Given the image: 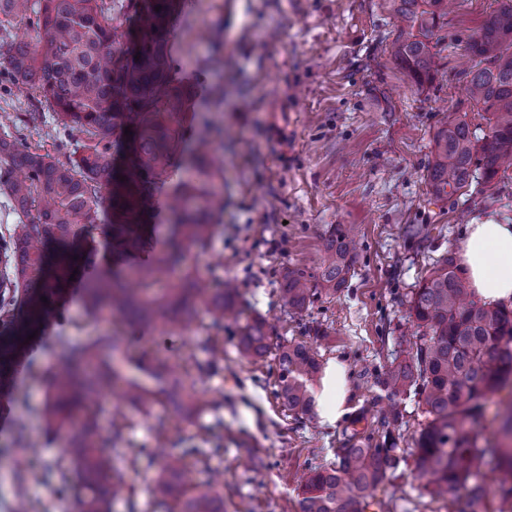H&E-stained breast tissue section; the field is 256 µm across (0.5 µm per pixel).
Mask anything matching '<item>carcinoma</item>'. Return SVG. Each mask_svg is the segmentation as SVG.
I'll return each mask as SVG.
<instances>
[{"mask_svg": "<svg viewBox=\"0 0 512 512\" xmlns=\"http://www.w3.org/2000/svg\"><path fill=\"white\" fill-rule=\"evenodd\" d=\"M484 23L465 41L470 65L461 71L468 101L486 112L488 132L476 137L462 118L435 134L427 180L437 197L462 196L475 172L491 183L512 169V0H495ZM447 0H395L400 20L391 55L422 85L432 80L438 58L433 39L447 14ZM183 13L181 0H0V90L19 87L37 111L55 112L58 140L70 146L63 163L22 135L6 132L22 117L0 113V191L19 215L0 233V383L40 324L62 316L61 300L82 278L87 313L99 319L120 314L129 320L173 329L205 306L209 327L239 317L240 288L228 281L208 288L189 258L212 240L214 219L224 212V194L215 184L222 168L208 161L210 121L195 98L204 71L186 73L171 39ZM25 26V31L16 25ZM32 30V38L27 31ZM129 135H124L125 129ZM192 170L190 178L179 170ZM165 192L171 242L153 243L155 197ZM106 238L111 259H97V235ZM356 229L331 224L322 237L317 273L287 271L280 298L301 313L321 297H334L356 263ZM171 279L161 290L154 282ZM415 327L405 357H394L378 381L390 405L377 424L380 442L369 437L354 448L334 449V459L311 466L298 486L299 512H365L374 490L405 461L394 431L403 423V397H417L425 418L413 453L415 472L433 499L465 493L463 512H487L490 495L498 512L512 507V449L479 445L483 401L512 379V311L474 299L464 270L451 254L443 257L417 287L403 295ZM64 351L43 408L47 429L65 432L67 454L47 461L65 481L76 471L82 484L78 512H110V499L123 490V475L110 448L124 439L126 417L101 423L91 398L120 388L148 414L163 400L174 369L143 358L116 361V342L107 336L79 343L59 338ZM240 353L262 358L268 350L265 324L256 319L238 336ZM201 372L223 369L224 344L201 346ZM134 368L151 381L130 376ZM321 371L318 351L305 343L279 346L275 395L294 415L312 411L311 386ZM187 390L185 415L209 408ZM205 454L189 447L179 455L145 459L155 469L151 493L159 502L180 501V512H224L213 479L193 483L185 459ZM496 460L494 486L483 480L488 457Z\"/></svg>", "mask_w": 512, "mask_h": 512, "instance_id": "1", "label": "carcinoma"}]
</instances>
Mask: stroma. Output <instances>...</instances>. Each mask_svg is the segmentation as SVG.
<instances>
[{
	"label": "stroma",
	"mask_w": 512,
	"mask_h": 512,
	"mask_svg": "<svg viewBox=\"0 0 512 512\" xmlns=\"http://www.w3.org/2000/svg\"><path fill=\"white\" fill-rule=\"evenodd\" d=\"M493 0H453L437 32L441 67L417 85L389 52L398 23L387 0H186L172 36L183 48L185 70L223 54V67L207 76L224 92L213 112L216 144L224 148V213L197 263L213 284L241 289V314L224 325V368L199 372L194 355L211 336L204 311L181 329L144 327L114 317L89 318L71 294L62 321L43 332L33 365L18 375L25 401L0 429V512L27 502L34 512H75L76 480L51 479L45 463L62 455L64 437H52L40 415L50 373L59 365L66 335L87 341L114 336L123 353L179 366L200 397L220 392V411L185 421L157 405L150 414L124 406V441L113 450L137 512H178L156 502L138 449H182L200 443L204 428L224 437L208 465L190 467L193 480L207 468L223 472L218 492L224 512H298L296 488L308 465L332 460L337 448L357 445L374 428L380 410L377 381L407 346L413 328L399 298L426 277L446 252H459L463 230L479 213L512 224V175L500 193L473 182L467 199L435 198L426 179L432 140L442 124L465 116L477 134L485 113L466 100L457 71L467 36L493 9ZM214 36L200 39L199 27ZM354 225L358 256L346 288L299 315L279 298L285 270L316 272L321 236L329 225ZM424 224L429 235L408 238L404 229ZM266 322L270 350L260 359L241 356L237 336L254 318ZM325 330L321 360L338 358L349 369L347 412L335 428L317 418H297L275 396L281 343L312 342ZM371 512H459L456 498L433 500L413 465L388 474ZM128 500V501H131ZM117 500L112 512H127Z\"/></svg>",
	"instance_id": "stroma-1"
}]
</instances>
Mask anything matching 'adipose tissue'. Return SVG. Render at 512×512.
Wrapping results in <instances>:
<instances>
[{"label": "adipose tissue", "mask_w": 512, "mask_h": 512, "mask_svg": "<svg viewBox=\"0 0 512 512\" xmlns=\"http://www.w3.org/2000/svg\"><path fill=\"white\" fill-rule=\"evenodd\" d=\"M462 260L475 297L495 307H512V224L488 217L466 225ZM350 394L348 369L331 360L316 390L321 426L334 427L346 412Z\"/></svg>", "instance_id": "obj_1"}]
</instances>
